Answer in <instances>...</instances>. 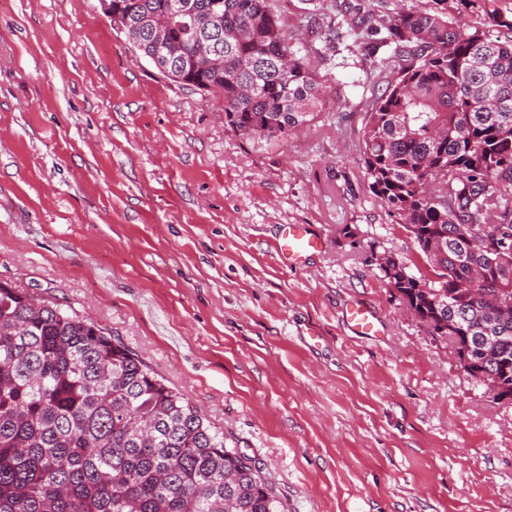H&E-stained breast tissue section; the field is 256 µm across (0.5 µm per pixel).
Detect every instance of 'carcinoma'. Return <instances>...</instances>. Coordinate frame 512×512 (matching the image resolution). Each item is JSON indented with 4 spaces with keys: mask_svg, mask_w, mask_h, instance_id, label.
<instances>
[{
    "mask_svg": "<svg viewBox=\"0 0 512 512\" xmlns=\"http://www.w3.org/2000/svg\"><path fill=\"white\" fill-rule=\"evenodd\" d=\"M477 0L319 13L288 39L272 0H110L105 13L169 80L224 99V126L276 143L322 94L316 41L353 38L375 70L362 160L438 281L389 279L435 336L512 392V17ZM505 30L502 40L489 30ZM0 285V512H285L250 458L139 356L56 302Z\"/></svg>",
    "mask_w": 512,
    "mask_h": 512,
    "instance_id": "1",
    "label": "carcinoma"
}]
</instances>
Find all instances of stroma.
I'll use <instances>...</instances> for the list:
<instances>
[{
	"label": "stroma",
	"mask_w": 512,
	"mask_h": 512,
	"mask_svg": "<svg viewBox=\"0 0 512 512\" xmlns=\"http://www.w3.org/2000/svg\"><path fill=\"white\" fill-rule=\"evenodd\" d=\"M312 64L313 120L245 142L99 0H0V280L138 354L288 512H512V405L379 265L435 277L365 177L385 81L341 45ZM284 224L323 240L303 267L274 249ZM356 300L378 336L348 328Z\"/></svg>",
	"instance_id": "stroma-1"
}]
</instances>
